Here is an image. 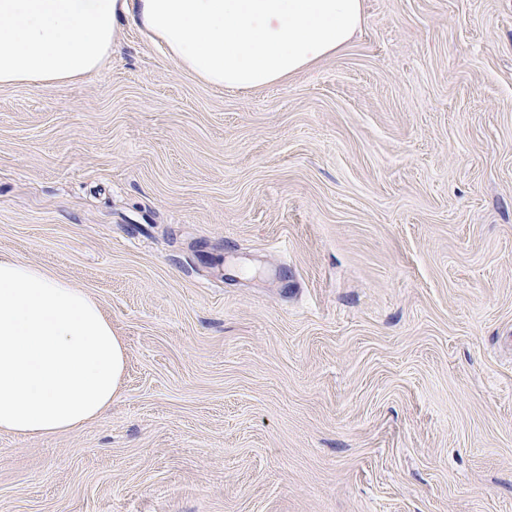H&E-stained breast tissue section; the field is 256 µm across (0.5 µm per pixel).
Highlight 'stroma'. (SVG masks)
I'll list each match as a JSON object with an SVG mask.
<instances>
[{
  "label": "stroma",
  "mask_w": 512,
  "mask_h": 512,
  "mask_svg": "<svg viewBox=\"0 0 512 512\" xmlns=\"http://www.w3.org/2000/svg\"><path fill=\"white\" fill-rule=\"evenodd\" d=\"M127 348L75 433L0 432V512H512V0H363L250 91L131 22L0 86V260Z\"/></svg>",
  "instance_id": "35a3bbf8"
}]
</instances>
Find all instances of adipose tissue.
<instances>
[{"label":"adipose tissue","instance_id":"obj_1","mask_svg":"<svg viewBox=\"0 0 512 512\" xmlns=\"http://www.w3.org/2000/svg\"><path fill=\"white\" fill-rule=\"evenodd\" d=\"M362 20V0H0V85L96 70L130 21L201 82L254 90L335 55ZM126 360L86 293L0 261V431L81 430L111 405Z\"/></svg>","mask_w":512,"mask_h":512}]
</instances>
